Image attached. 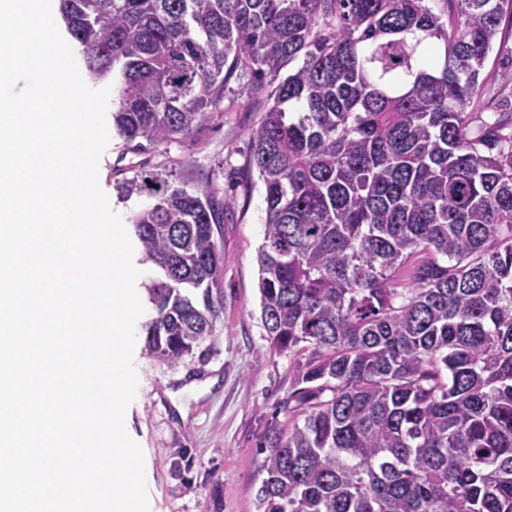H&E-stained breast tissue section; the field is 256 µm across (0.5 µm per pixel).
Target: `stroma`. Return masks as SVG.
Returning a JSON list of instances; mask_svg holds the SVG:
<instances>
[{"mask_svg": "<svg viewBox=\"0 0 512 512\" xmlns=\"http://www.w3.org/2000/svg\"><path fill=\"white\" fill-rule=\"evenodd\" d=\"M487 67L492 75L470 109L491 120L512 103V65L492 58ZM266 106V99L252 97L248 75L236 73L224 91L223 118L210 120L193 140L143 156L127 151L114 133L99 161V185L125 220L151 199H123L116 176L143 161L174 171L187 186L210 176L224 189V315L213 354L204 363L187 358L169 365L150 355L144 330L135 331L138 395L129 407L130 434L153 471L154 512H256V442L285 421L296 388L295 359L270 349L261 322L257 251L265 203L249 165V133Z\"/></svg>", "mask_w": 512, "mask_h": 512, "instance_id": "1", "label": "stroma"}]
</instances>
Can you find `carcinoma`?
<instances>
[{"label": "carcinoma", "instance_id": "obj_1", "mask_svg": "<svg viewBox=\"0 0 512 512\" xmlns=\"http://www.w3.org/2000/svg\"><path fill=\"white\" fill-rule=\"evenodd\" d=\"M83 70L118 75L126 150L192 138L237 71L270 349L300 388L257 443L256 512H512V131L468 108L512 0H59ZM303 64L283 79L293 60ZM139 170L120 194L159 361H205L224 189Z\"/></svg>", "mask_w": 512, "mask_h": 512}]
</instances>
